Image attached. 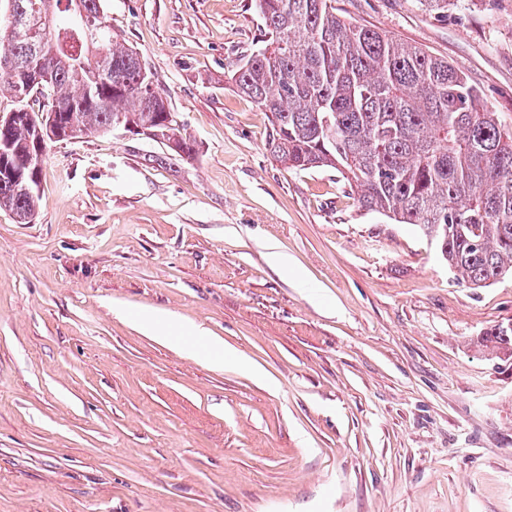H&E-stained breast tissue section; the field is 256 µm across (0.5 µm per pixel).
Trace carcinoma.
I'll return each instance as SVG.
<instances>
[{
	"mask_svg": "<svg viewBox=\"0 0 512 512\" xmlns=\"http://www.w3.org/2000/svg\"><path fill=\"white\" fill-rule=\"evenodd\" d=\"M98 27H61L47 17L41 34L25 26L0 35L15 61L0 69V89L18 98L19 79L46 52L64 139L121 126L148 129L181 160L194 141L168 125L169 108L154 73L117 42L103 0H81ZM41 0H10L11 12L38 13ZM264 21L263 46L234 71L235 91L270 114L266 146L289 169L334 170L365 211L414 224L435 242L454 277L484 288L512 275V130L486 105L459 69L423 49L347 21L336 0H254ZM0 125V208L32 222L40 173L14 178L15 160L47 151L36 123L21 108ZM493 348L512 354V323L485 332Z\"/></svg>",
	"mask_w": 512,
	"mask_h": 512,
	"instance_id": "obj_1",
	"label": "carcinoma"
}]
</instances>
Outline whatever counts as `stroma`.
Segmentation results:
<instances>
[{"label":"stroma","mask_w":512,"mask_h":512,"mask_svg":"<svg viewBox=\"0 0 512 512\" xmlns=\"http://www.w3.org/2000/svg\"><path fill=\"white\" fill-rule=\"evenodd\" d=\"M336 6L512 128V0ZM105 11L197 154L55 142L34 221L0 210V512H512V356L482 341L512 277L469 287L336 171L270 156L230 81L263 38L252 0ZM185 325L238 360L168 341Z\"/></svg>","instance_id":"obj_1"}]
</instances>
